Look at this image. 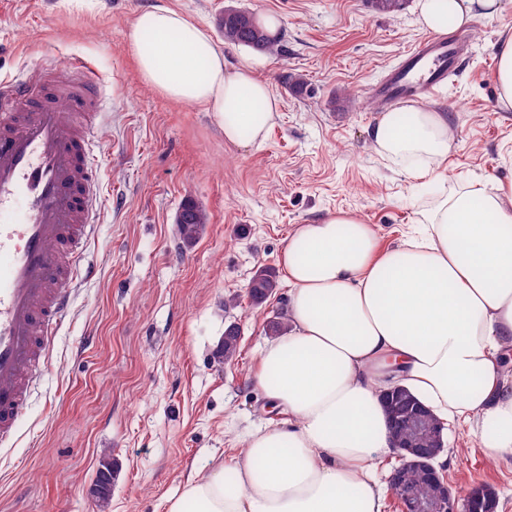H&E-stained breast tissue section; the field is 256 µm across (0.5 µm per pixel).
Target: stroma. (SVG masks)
Returning <instances> with one entry per match:
<instances>
[{
	"label": "stroma",
	"instance_id": "35a3bbf8",
	"mask_svg": "<svg viewBox=\"0 0 512 512\" xmlns=\"http://www.w3.org/2000/svg\"><path fill=\"white\" fill-rule=\"evenodd\" d=\"M174 7L208 28L238 64L246 49L225 43V7L274 16L279 55L257 75L280 102L259 146L224 140L212 112L174 104L140 79L125 35L148 8ZM468 52L430 104L448 115L452 178L512 176V111L491 80L496 44L512 33V0L495 19L467 27ZM427 35L414 6L376 13L370 0H0V79L39 81L44 67L81 61L110 105L98 119L105 160L102 218L69 284V316L14 440L0 446V512H167L189 475L235 454L244 434L274 419L251 372L266 325L284 312L288 286L252 305L247 285L278 256L297 224L348 210L395 246L415 215L419 181L381 160L370 133L382 112L370 88ZM209 215L184 244L175 216L184 199ZM240 304L225 313L224 301ZM240 356L218 348L229 322ZM114 464L112 497L90 495L100 460ZM448 487L494 489L512 512V459L490 464L467 428L444 430L439 455Z\"/></svg>",
	"mask_w": 512,
	"mask_h": 512
}]
</instances>
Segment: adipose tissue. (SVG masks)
<instances>
[{
	"label": "adipose tissue",
	"mask_w": 512,
	"mask_h": 512,
	"mask_svg": "<svg viewBox=\"0 0 512 512\" xmlns=\"http://www.w3.org/2000/svg\"><path fill=\"white\" fill-rule=\"evenodd\" d=\"M501 0H417L418 24L445 34L496 17ZM126 42L142 82L213 112L227 143L261 144L280 103L243 56L234 69L209 30L157 5ZM445 113H385L371 147L432 192L414 197L399 244L349 211L292 229L278 262L287 330L265 340L254 385L280 421L189 477L168 512H383L392 450L385 391L402 387L440 422L468 426L490 463L512 456V180L448 177Z\"/></svg>",
	"instance_id": "adipose-tissue-1"
}]
</instances>
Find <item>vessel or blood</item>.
I'll use <instances>...</instances> for the list:
<instances>
[{
    "mask_svg": "<svg viewBox=\"0 0 512 512\" xmlns=\"http://www.w3.org/2000/svg\"><path fill=\"white\" fill-rule=\"evenodd\" d=\"M468 36L430 35L372 89L380 108L436 94ZM65 85L0 80V443L13 439L31 389L65 321L64 285L99 222L101 152L95 120L107 106L95 71L74 63Z\"/></svg>",
    "mask_w": 512,
    "mask_h": 512,
    "instance_id": "1",
    "label": "vessel or blood"
}]
</instances>
